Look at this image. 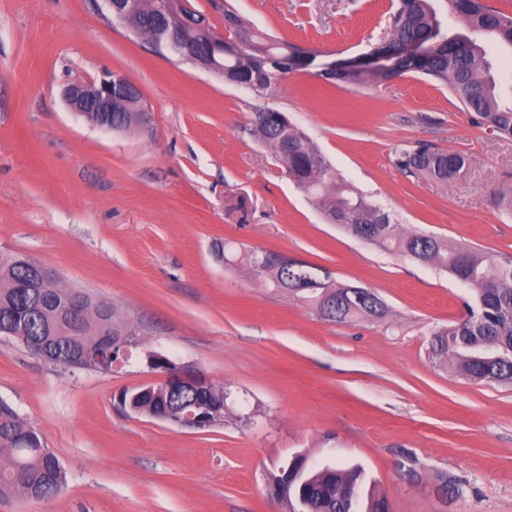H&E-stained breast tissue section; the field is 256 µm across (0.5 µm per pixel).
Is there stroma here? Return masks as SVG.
Listing matches in <instances>:
<instances>
[{
    "instance_id": "1",
    "label": "stroma",
    "mask_w": 512,
    "mask_h": 512,
    "mask_svg": "<svg viewBox=\"0 0 512 512\" xmlns=\"http://www.w3.org/2000/svg\"><path fill=\"white\" fill-rule=\"evenodd\" d=\"M191 2L216 30L229 3L318 55L258 98L157 54L103 0H0V252L111 303L133 332L109 372L0 337V401L66 475L58 495L0 512H289L270 476L298 454L362 466L365 492L391 512H512V387L470 382L429 353L469 290L325 223L247 128L255 109L283 112L401 228L498 261L512 260V214L495 203L512 191V137L418 74L355 87L322 78L385 38L392 0ZM105 70L138 87L148 126L109 132L70 111L66 85ZM419 143L468 157L467 173L445 184L398 169L396 148ZM226 242L369 288L388 314L326 321L225 266ZM150 352L223 386V423L188 429L121 407V391L158 380ZM444 478L463 495L438 496Z\"/></svg>"
}]
</instances>
